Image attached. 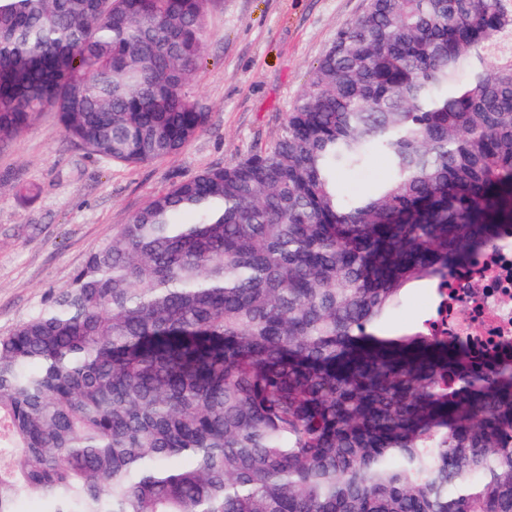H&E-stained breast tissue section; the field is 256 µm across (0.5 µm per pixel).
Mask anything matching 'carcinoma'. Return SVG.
Listing matches in <instances>:
<instances>
[{
  "label": "carcinoma",
  "instance_id": "obj_1",
  "mask_svg": "<svg viewBox=\"0 0 512 512\" xmlns=\"http://www.w3.org/2000/svg\"><path fill=\"white\" fill-rule=\"evenodd\" d=\"M208 4L0 0V144L53 112L112 163L182 150ZM506 33L512 0H367L276 139L152 196L1 335L0 512H512V358L436 332L512 231ZM386 176L385 167L375 162L352 174H345L341 181L347 193H357L364 190L370 183L384 179ZM426 289L424 286H418L410 290L404 307L395 319L399 327H408L421 315L425 303L429 301V296L425 293Z\"/></svg>",
  "mask_w": 512,
  "mask_h": 512
}]
</instances>
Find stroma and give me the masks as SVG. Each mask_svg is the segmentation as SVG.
Listing matches in <instances>:
<instances>
[{"instance_id":"obj_1","label":"stroma","mask_w":512,"mask_h":512,"mask_svg":"<svg viewBox=\"0 0 512 512\" xmlns=\"http://www.w3.org/2000/svg\"><path fill=\"white\" fill-rule=\"evenodd\" d=\"M367 0H212L204 61L190 87L209 123L176 154L103 161L44 112L0 144V334L65 288L87 255L173 183L269 144L307 76Z\"/></svg>"}]
</instances>
